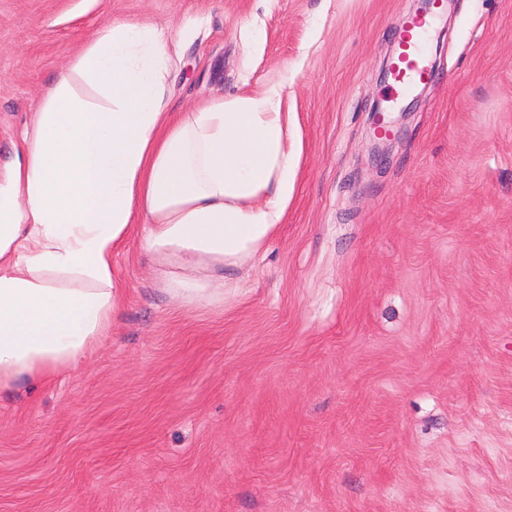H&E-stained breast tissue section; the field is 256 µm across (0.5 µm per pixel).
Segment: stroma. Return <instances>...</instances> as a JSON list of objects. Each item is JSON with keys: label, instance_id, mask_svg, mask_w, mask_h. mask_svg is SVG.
Segmentation results:
<instances>
[{"label": "stroma", "instance_id": "obj_1", "mask_svg": "<svg viewBox=\"0 0 512 512\" xmlns=\"http://www.w3.org/2000/svg\"><path fill=\"white\" fill-rule=\"evenodd\" d=\"M412 8L0 0L1 179L43 88L118 22L167 38L172 111L284 82L302 141L236 287L200 269L215 299L183 302L131 231L86 366L0 390V512H512V0L436 16L416 103L379 78ZM384 108L382 107L380 102H376L371 109V123L373 125V133L374 139L372 143L371 151L377 154H385L392 148L391 146V133L387 131V133H383L381 124L383 123Z\"/></svg>", "mask_w": 512, "mask_h": 512}]
</instances>
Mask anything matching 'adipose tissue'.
I'll use <instances>...</instances> for the list:
<instances>
[{
	"label": "adipose tissue",
	"instance_id": "obj_1",
	"mask_svg": "<svg viewBox=\"0 0 512 512\" xmlns=\"http://www.w3.org/2000/svg\"><path fill=\"white\" fill-rule=\"evenodd\" d=\"M170 71L161 31L115 23L44 90L0 185V389L78 370L108 336L132 225L158 262L230 288L286 222L302 152L286 88L174 112Z\"/></svg>",
	"mask_w": 512,
	"mask_h": 512
}]
</instances>
